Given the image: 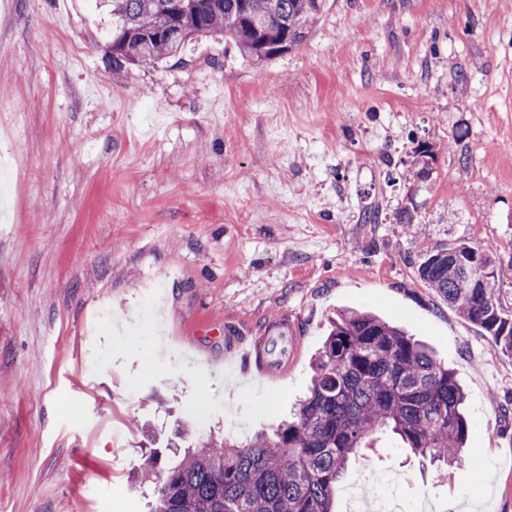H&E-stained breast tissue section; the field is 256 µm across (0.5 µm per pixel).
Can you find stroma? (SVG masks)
<instances>
[{
  "label": "stroma",
  "mask_w": 512,
  "mask_h": 512,
  "mask_svg": "<svg viewBox=\"0 0 512 512\" xmlns=\"http://www.w3.org/2000/svg\"><path fill=\"white\" fill-rule=\"evenodd\" d=\"M110 25L0 0V512H143L147 435L272 432L341 308L454 369L472 460L380 434L345 485L388 468L402 512H512V356L418 275L481 246L512 311V0H327L266 64L202 40L117 78ZM282 316L288 376L227 373L225 331L264 346Z\"/></svg>",
  "instance_id": "obj_1"
}]
</instances>
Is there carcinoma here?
Instances as JSON below:
<instances>
[{"label":"carcinoma","instance_id":"1","mask_svg":"<svg viewBox=\"0 0 512 512\" xmlns=\"http://www.w3.org/2000/svg\"><path fill=\"white\" fill-rule=\"evenodd\" d=\"M112 16L109 64L183 54L199 38L221 37L257 63L303 43L325 0H103ZM475 248L435 247L419 278L435 288L493 348L512 354V312L496 292V266L473 267ZM312 364L306 393L270 435L245 441L181 433L172 465L148 458L151 512H332L351 457L388 429L421 461L461 470L469 424L454 372L423 342L366 311L341 309Z\"/></svg>","mask_w":512,"mask_h":512}]
</instances>
